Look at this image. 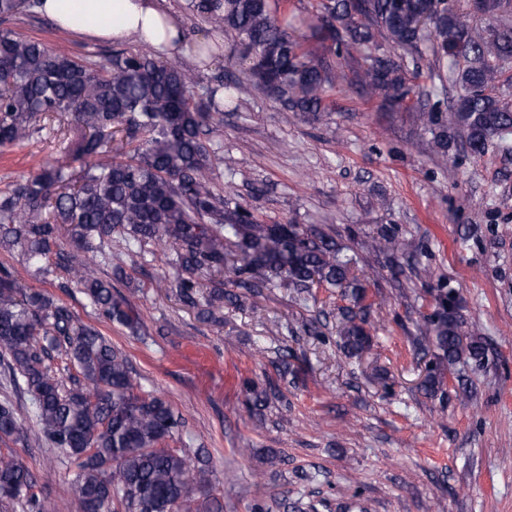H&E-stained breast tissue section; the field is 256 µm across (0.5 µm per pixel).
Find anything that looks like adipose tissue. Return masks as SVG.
<instances>
[{"label":"adipose tissue","instance_id":"adipose-tissue-1","mask_svg":"<svg viewBox=\"0 0 512 512\" xmlns=\"http://www.w3.org/2000/svg\"><path fill=\"white\" fill-rule=\"evenodd\" d=\"M40 12L64 30L100 39H135L170 56L184 51L182 29L156 0H41Z\"/></svg>","mask_w":512,"mask_h":512}]
</instances>
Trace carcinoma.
Here are the masks:
<instances>
[{
    "label": "carcinoma",
    "mask_w": 512,
    "mask_h": 512,
    "mask_svg": "<svg viewBox=\"0 0 512 512\" xmlns=\"http://www.w3.org/2000/svg\"><path fill=\"white\" fill-rule=\"evenodd\" d=\"M188 10L233 37L241 74L203 92L194 72L161 64L153 52L115 49L99 61L55 49L9 27L40 0H0V149L29 141L37 121L70 113L64 157L0 194V248L32 264L55 260L105 320L146 335L136 310L139 289L113 291L97 265L112 263V242L129 255L158 242L173 249L178 296L199 317L221 323L218 303L236 305L248 292L288 288L306 300L313 287L340 294L337 346L349 358L371 350L367 288L354 259L331 229L316 224H265L244 201L213 189L218 163L203 135L224 112L259 90L291 112H324L336 87L359 86L370 98L400 107L415 91L422 52L432 57L433 93L446 81L461 93L453 111L436 98L418 114L434 152L448 158V130L483 154L512 139V98L498 91L512 63V0H474L496 18L469 26L458 0H317L311 17L280 15L276 0H186ZM307 27L320 43L296 35ZM402 53L397 55L395 50ZM68 246L60 243L61 230ZM367 247L401 266L403 243L392 229ZM222 274L204 301L200 275ZM432 311L415 323L419 344L433 346L419 390L445 395L458 366L482 365L488 345L456 297L429 288ZM294 353L277 355V379L242 383L245 409L259 421L279 403L281 382L296 384ZM0 362L18 390L31 396L35 426H26L9 399L0 401V440L49 444L74 464L77 512H223L213 495L214 470L199 454L172 448L185 420L169 401L138 383L126 354L71 309L25 287L0 266ZM0 502L47 512L36 481L12 453L0 452Z\"/></svg>",
    "instance_id": "obj_1"
}]
</instances>
